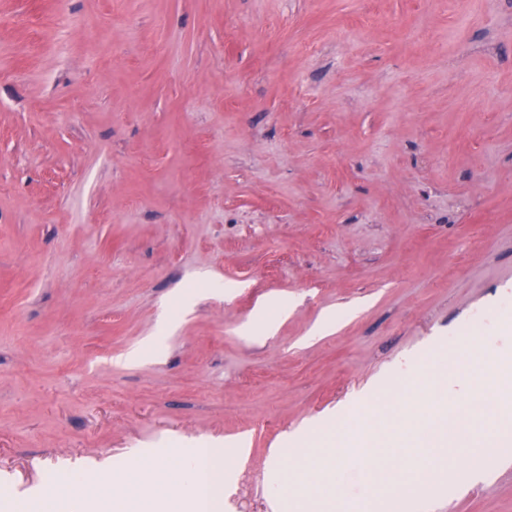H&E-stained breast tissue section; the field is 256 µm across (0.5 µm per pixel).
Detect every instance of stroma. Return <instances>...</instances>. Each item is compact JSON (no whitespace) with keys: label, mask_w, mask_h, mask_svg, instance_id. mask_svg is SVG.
<instances>
[{"label":"stroma","mask_w":512,"mask_h":512,"mask_svg":"<svg viewBox=\"0 0 512 512\" xmlns=\"http://www.w3.org/2000/svg\"><path fill=\"white\" fill-rule=\"evenodd\" d=\"M478 336L495 415L465 433L430 389ZM406 354L422 411L376 420L402 500L512 512V465L467 486L422 439L512 435V0H0V512L242 434L224 512L309 499L272 446L341 403L355 441ZM347 454L337 499L374 504Z\"/></svg>","instance_id":"stroma-1"}]
</instances>
